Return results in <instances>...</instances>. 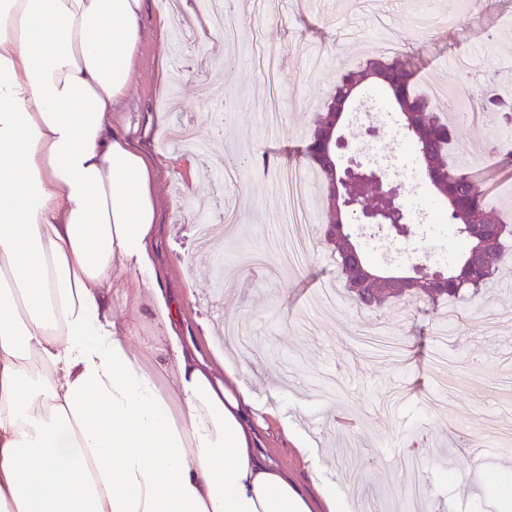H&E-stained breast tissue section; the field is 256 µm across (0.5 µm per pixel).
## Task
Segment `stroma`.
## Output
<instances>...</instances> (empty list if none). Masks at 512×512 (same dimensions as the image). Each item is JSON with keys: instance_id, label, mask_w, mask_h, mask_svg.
<instances>
[{"instance_id": "35a3bbf8", "label": "stroma", "mask_w": 512, "mask_h": 512, "mask_svg": "<svg viewBox=\"0 0 512 512\" xmlns=\"http://www.w3.org/2000/svg\"><path fill=\"white\" fill-rule=\"evenodd\" d=\"M238 40L196 38L204 0H188L187 32L162 27L167 0H145V39L129 92L135 144L155 158L156 256L181 304V330L212 363L226 361L258 401L278 414L256 427L259 452L304 487L312 474L336 484L346 512H411L405 451L419 448L421 512L451 502L457 512H498L512 479V268L474 301L433 307L397 300L362 308L339 287L336 259L320 237L329 224L323 178L298 230L304 266L275 274L249 265L276 238L280 171L304 165L314 116L337 76L374 57L381 38L397 44L423 89L473 97L512 89V0H480L455 23L420 0H248ZM450 160L487 192L492 220L512 225V151L485 122L457 124ZM233 213L221 247L205 250L197 224ZM452 346L439 343L449 312ZM392 332L396 354L363 342L375 326ZM309 448L301 454L295 442ZM467 462L450 466L449 457Z\"/></svg>"}]
</instances>
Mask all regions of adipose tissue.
I'll list each match as a JSON object with an SVG mask.
<instances>
[{"mask_svg":"<svg viewBox=\"0 0 512 512\" xmlns=\"http://www.w3.org/2000/svg\"><path fill=\"white\" fill-rule=\"evenodd\" d=\"M143 5L0 0V512H313L161 284L156 162L123 114ZM118 317L124 322L137 326V335L133 338L132 344L139 349L146 350L150 346L151 326L143 313H138L130 307L124 308L117 305Z\"/></svg>","mask_w":512,"mask_h":512,"instance_id":"adipose-tissue-1","label":"adipose tissue"}]
</instances>
